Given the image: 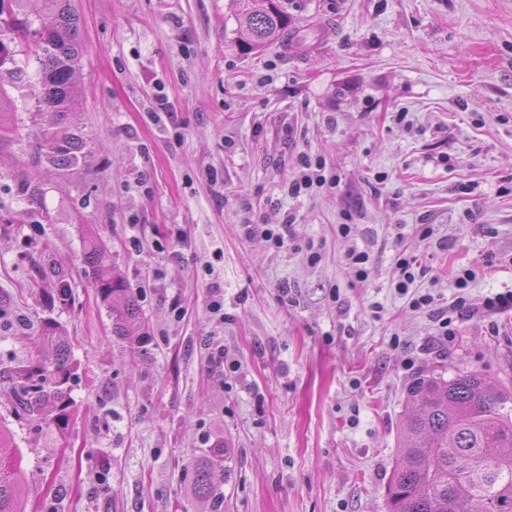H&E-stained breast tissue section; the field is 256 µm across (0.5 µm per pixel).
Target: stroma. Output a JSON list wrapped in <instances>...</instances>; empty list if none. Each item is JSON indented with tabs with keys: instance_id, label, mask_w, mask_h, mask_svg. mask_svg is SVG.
Returning a JSON list of instances; mask_svg holds the SVG:
<instances>
[{
	"instance_id": "obj_1",
	"label": "stroma",
	"mask_w": 512,
	"mask_h": 512,
	"mask_svg": "<svg viewBox=\"0 0 512 512\" xmlns=\"http://www.w3.org/2000/svg\"><path fill=\"white\" fill-rule=\"evenodd\" d=\"M78 9L85 162L38 164L31 103L0 77L20 125L0 148V371L52 355L49 319L73 373L62 431L0 384V456L26 474L24 512H210L187 485L219 443L223 512H387L413 380L512 383V309L456 322L439 354L425 349L433 321L394 290L404 250L441 306L466 269L475 305L512 291V0H289L304 47L256 53L235 0ZM158 94L172 114L153 112ZM301 152L336 182L292 198ZM290 215L283 248L245 235ZM90 235L136 295L145 344L114 335ZM354 245L370 254L364 282Z\"/></svg>"
}]
</instances>
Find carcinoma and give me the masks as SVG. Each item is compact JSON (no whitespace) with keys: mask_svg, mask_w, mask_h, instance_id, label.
Here are the masks:
<instances>
[{"mask_svg":"<svg viewBox=\"0 0 512 512\" xmlns=\"http://www.w3.org/2000/svg\"><path fill=\"white\" fill-rule=\"evenodd\" d=\"M28 14L3 15L0 7V68L11 64L12 78L29 88L32 116L41 129L32 148L36 158L57 170H66L85 157L87 143L71 132L68 116L74 110L72 78L79 67V16L74 0H27ZM237 22L245 46L262 50L288 31V8L282 0H236ZM42 29L41 41L27 45L39 64L35 73L17 65L5 42L11 35ZM85 262L92 269L101 298H119L112 308V326L122 338L147 336L138 301L124 278L108 263L105 245L89 236ZM69 354L56 348L51 360L37 361L15 371L10 389L16 403L35 411L51 404L50 422L58 429L68 424L70 392ZM412 408L400 436L398 453L387 484L388 512H512V390L490 384L481 373L456 370L444 375L418 377L410 386ZM224 447L211 449L194 462L190 495L221 512L219 468ZM24 474L13 462L0 465V512H23Z\"/></svg>","mask_w":512,"mask_h":512,"instance_id":"obj_1","label":"carcinoma"}]
</instances>
